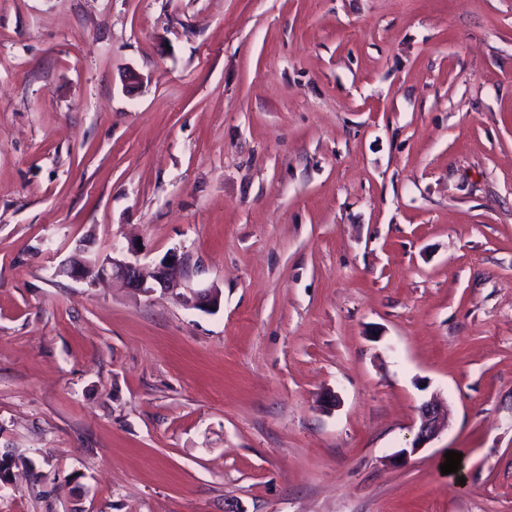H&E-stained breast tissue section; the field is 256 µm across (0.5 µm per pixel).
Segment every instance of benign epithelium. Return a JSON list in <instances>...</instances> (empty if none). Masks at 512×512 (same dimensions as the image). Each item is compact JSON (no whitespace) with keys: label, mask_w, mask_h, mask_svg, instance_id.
<instances>
[{"label":"benign epithelium","mask_w":512,"mask_h":512,"mask_svg":"<svg viewBox=\"0 0 512 512\" xmlns=\"http://www.w3.org/2000/svg\"><path fill=\"white\" fill-rule=\"evenodd\" d=\"M183 257L175 250L171 251L153 271L146 273L137 259V248L129 246L124 249L112 247L110 253L87 258L77 253L60 268V272L75 279L94 282L100 279H112L121 283L134 293H166L179 287L174 278V268L182 263ZM187 305L208 309L218 303V292L209 289L188 290L184 297ZM446 410L436 398H431L419 407V424L410 447L403 449L400 455L415 454L430 444L440 434Z\"/></svg>","instance_id":"benign-epithelium-1"}]
</instances>
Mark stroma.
I'll return each instance as SVG.
<instances>
[{
  "instance_id": "obj_1",
  "label": "stroma",
  "mask_w": 512,
  "mask_h": 512,
  "mask_svg": "<svg viewBox=\"0 0 512 512\" xmlns=\"http://www.w3.org/2000/svg\"><path fill=\"white\" fill-rule=\"evenodd\" d=\"M132 242L216 308L56 273ZM2 455L0 512H512V0H0ZM418 412L419 424L417 431L410 447L404 448L400 452L402 457L415 454L422 448H426V446L440 434L443 428L445 415H447L448 419V412L446 413L442 403H440L435 397L423 402L419 407Z\"/></svg>"
}]
</instances>
